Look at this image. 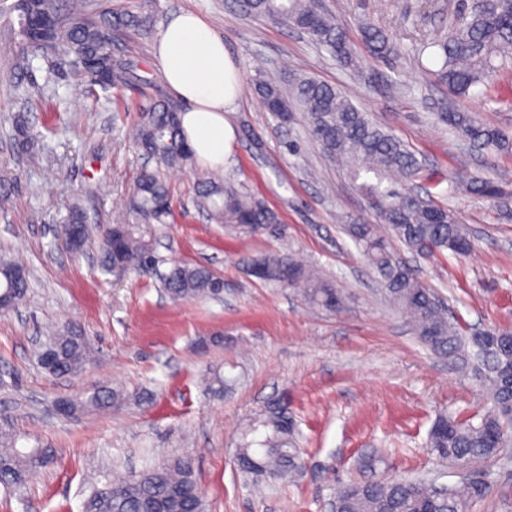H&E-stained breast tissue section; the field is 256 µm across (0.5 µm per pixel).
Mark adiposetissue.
<instances>
[{"instance_id": "1", "label": "adipose tissue", "mask_w": 512, "mask_h": 512, "mask_svg": "<svg viewBox=\"0 0 512 512\" xmlns=\"http://www.w3.org/2000/svg\"><path fill=\"white\" fill-rule=\"evenodd\" d=\"M153 54L183 104L182 126L197 159L224 167L236 141L229 114L241 96L242 76L222 36L201 16L182 11L163 25Z\"/></svg>"}]
</instances>
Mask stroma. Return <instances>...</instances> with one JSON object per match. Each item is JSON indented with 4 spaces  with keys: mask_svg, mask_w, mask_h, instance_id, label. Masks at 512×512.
Listing matches in <instances>:
<instances>
[{
    "mask_svg": "<svg viewBox=\"0 0 512 512\" xmlns=\"http://www.w3.org/2000/svg\"><path fill=\"white\" fill-rule=\"evenodd\" d=\"M323 4L347 34L352 64L297 30L240 14L232 0L90 2L96 12L151 18L150 29L118 32L112 45L136 64L139 78L160 80L153 45L181 10L211 23L241 69L243 90L231 115L236 147L218 176L277 211L285 236L242 239L208 221L193 203L196 174L188 167L166 170L174 218L156 229L165 262L201 264L223 276L217 299L177 304L155 274L103 273L95 239L79 256L62 248L60 220L72 203L95 226L111 223L125 205L143 163L127 136L142 100L131 89L95 101L77 95L43 53L21 71L0 59V257H23L30 284L19 309L0 315V421L55 450L34 483L0 487V512H82L102 475H129L175 457L192 460L206 512H330L337 492L351 483L429 477L454 487L468 477L432 454L427 439L437 413L470 416L480 409L479 382L422 345L392 309L343 230L357 220L375 222V214L303 125L278 127L250 79L315 77L413 151L432 175L428 190L469 227L474 247L463 257L404 248L400 256L450 317L476 328H512V218L455 187L464 166L512 194V154L471 150L433 117L442 104L512 134V63L458 99L433 79L439 64L421 45L447 30L462 0ZM366 23L390 36L398 59L370 52ZM18 116L36 135L32 149L17 143ZM288 251L342 289V308L310 304L294 289L247 275L239 263L244 255ZM51 323L78 326L93 349L76 377H51L38 363L35 350ZM210 365L236 380L219 400L200 383ZM104 385L123 390L126 402L72 419L52 405ZM273 400L287 404L305 462L292 483L255 480L236 463L241 428ZM481 469L490 488L468 512H512V459Z\"/></svg>",
    "mask_w": 512,
    "mask_h": 512,
    "instance_id": "obj_1",
    "label": "stroma"
}]
</instances>
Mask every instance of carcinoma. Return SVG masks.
Wrapping results in <instances>:
<instances>
[{
    "label": "carcinoma",
    "mask_w": 512,
    "mask_h": 512,
    "mask_svg": "<svg viewBox=\"0 0 512 512\" xmlns=\"http://www.w3.org/2000/svg\"><path fill=\"white\" fill-rule=\"evenodd\" d=\"M243 14L264 18L306 34L337 59L349 63L352 50L336 17L321 0H234ZM20 32L26 47L38 51L48 41L53 46V70L68 76L85 97L96 89L136 87L144 98L131 129V141L140 155L154 162L140 168L126 215L98 230V264L110 272L149 270L162 259L156 252L152 226L167 224L172 201L163 169L190 166L194 154L185 141L179 106L158 94L151 83L135 84L136 77L126 60L112 55L108 38L130 28L150 27L147 16L89 11L86 0H18ZM364 39L377 57L397 55V47L380 29L367 25ZM441 58L436 71L439 83L462 98L487 76L495 60L512 58V0H468L448 31L422 44ZM254 90L278 125L301 115L310 139L322 154L339 165L356 190L365 197L380 224H346L345 233L359 247L376 272L393 307L410 325L418 341L464 373L474 376L485 389L486 409L477 416L439 414L428 436V447L441 460L461 467L499 458L500 444L512 434V329L490 327L468 331L448 320L447 310L405 262L394 244L418 254L434 256L449 252L464 256L472 248L466 225L447 206L436 202L426 190H411L422 172L416 154L371 114L360 110L350 98L311 76L295 80L292 89L260 77ZM438 120L454 130L469 147L490 154L512 153V135L478 120L473 113L451 109L437 113ZM470 193L501 203L504 194L497 184L481 177H463ZM195 206L217 224L239 235L251 237L284 233L278 213L262 200L201 174L197 180ZM92 228L82 207L74 205L63 226L65 244L76 254L84 250ZM256 279L298 289L310 303L336 310L343 294L336 285L305 266L290 253H268L240 259ZM23 267L15 259H0V292L6 295L0 313L22 304L29 280L13 279ZM174 302L214 298L220 278L210 268L175 263L162 278ZM57 364L47 369L55 378L74 377L91 360V350L80 331L58 327ZM205 391L224 396L231 380L220 367L205 371ZM125 401L123 391L108 386L80 398H67L69 416L105 411ZM251 439H242V453L258 463L250 474L271 481L291 477L302 470L295 441V423L281 402L269 404L259 423L245 429ZM54 449L36 439L0 429V485L27 486L47 468ZM487 483L473 478L461 487H441L427 479L380 480L349 485L336 494V512H466L468 504L483 498ZM203 512V491L194 475L192 462L174 458L138 474L96 483L83 502V512Z\"/></svg>",
    "instance_id": "1"
}]
</instances>
